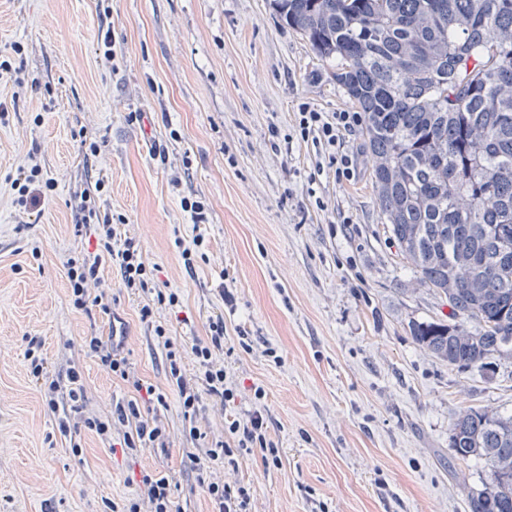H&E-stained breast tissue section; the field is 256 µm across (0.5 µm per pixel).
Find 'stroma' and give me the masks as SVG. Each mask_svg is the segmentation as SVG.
Masks as SVG:
<instances>
[{
  "label": "stroma",
  "instance_id": "1",
  "mask_svg": "<svg viewBox=\"0 0 512 512\" xmlns=\"http://www.w3.org/2000/svg\"><path fill=\"white\" fill-rule=\"evenodd\" d=\"M105 27L109 62L97 53ZM0 53L38 86L16 98L0 81V181L33 152L54 184L28 216L0 200V512H110L137 495L144 470L173 477L179 512L212 510L191 463L204 450L184 431L140 317L146 296L113 288L111 317L69 302L62 262L88 239L74 236L68 201L100 179L101 206L123 214L160 288L180 296L154 312L187 373L193 340L224 319L235 348L224 365L240 395L228 413L206 404L196 425L215 441L226 416L265 414L279 466L255 454L221 472L249 488L252 512H464L488 472L451 458L450 424L469 407L512 414V359L482 374L413 341V323L448 319L450 308L402 262L368 159L341 183L332 168L316 172L313 146L294 136L301 103L352 111L335 61L319 59L269 0H0ZM132 112L145 120L129 122ZM77 131L100 148L91 162ZM313 172L323 211L308 200ZM185 197L205 201L204 223L182 211ZM198 237L202 256L185 269L181 249ZM116 316L138 376L167 393L168 447L129 456L85 431L65 439L24 367L26 337H40L56 377L81 371L86 414L108 413L128 389L82 339L109 335ZM241 331L250 351L236 346Z\"/></svg>",
  "mask_w": 512,
  "mask_h": 512
}]
</instances>
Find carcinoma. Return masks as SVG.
Instances as JSON below:
<instances>
[{
	"instance_id": "carcinoma-1",
	"label": "carcinoma",
	"mask_w": 512,
	"mask_h": 512,
	"mask_svg": "<svg viewBox=\"0 0 512 512\" xmlns=\"http://www.w3.org/2000/svg\"><path fill=\"white\" fill-rule=\"evenodd\" d=\"M363 113L372 186L403 262L451 321L413 338L450 366L512 358V0H272ZM474 324L475 329L468 328ZM457 459L489 479L466 512H512V415L468 408Z\"/></svg>"
}]
</instances>
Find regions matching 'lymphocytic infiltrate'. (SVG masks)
Masks as SVG:
<instances>
[{
	"mask_svg": "<svg viewBox=\"0 0 512 512\" xmlns=\"http://www.w3.org/2000/svg\"><path fill=\"white\" fill-rule=\"evenodd\" d=\"M359 112L327 114L301 104L295 133L302 141L311 142L317 154L334 167L337 181L352 180L356 168L354 155L343 152V133L362 126ZM43 170L36 156H29L15 174L6 176L11 204L20 213H29L34 201L41 194ZM105 189L96 183L94 189L74 193L69 200L72 226L75 235L89 233L96 245L94 250L73 252L67 255L62 267L68 281L69 300L74 309L112 314V287L120 285L126 290L143 295H155V304L143 305L142 320H150L154 307L165 304L178 306L177 293H164L154 282L152 268L143 258L136 238L120 231L123 217L101 208L98 199ZM110 263L119 277L118 282L106 280L100 274L103 263ZM154 337L165 352L166 371L171 386L177 391L182 418L191 439L201 440L202 434L196 420L204 408L205 400L222 406L235 402L236 384L218 359L224 351V319L210 320L206 338L195 340L192 351L197 360L194 374H186L181 357V347L163 324H156ZM24 358L31 378L45 397L47 408L57 414L62 434L81 429L94 433L104 443H118L122 452L132 453L141 448H164L168 445L165 423L160 413L166 407L165 393L139 378L125 351L127 335L123 328L114 329L111 336H87L83 345L88 353L108 371L113 378L125 383L131 390L128 397L113 404L110 414L88 416L84 413L85 387L78 369L67 375V388H60L46 357L42 353L39 337L26 339ZM64 392V400H57V392ZM260 453L263 465L279 464L278 446L268 433V425L261 411L247 413L245 419L229 420L222 440L208 447L204 456L194 457L197 481L209 497L212 512H251V495L242 485H229L218 476L220 467L236 465L239 458ZM123 512H176L174 486L168 476L145 471L139 480V492L128 499Z\"/></svg>",
	"mask_w": 512,
	"mask_h": 512,
	"instance_id": "f902f5d3",
	"label": "lymphocytic infiltrate"
}]
</instances>
